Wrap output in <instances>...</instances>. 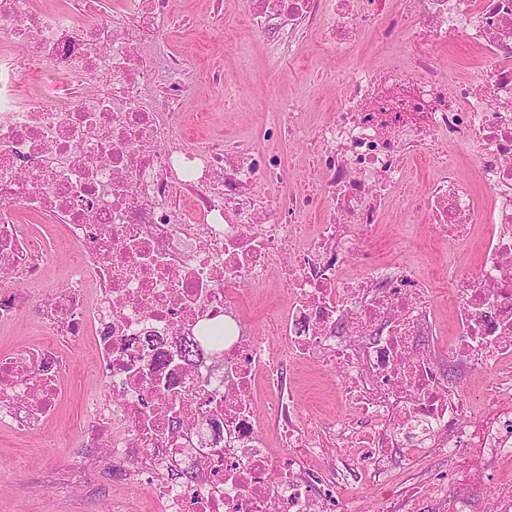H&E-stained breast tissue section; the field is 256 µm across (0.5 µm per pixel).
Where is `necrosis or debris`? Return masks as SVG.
<instances>
[{"mask_svg": "<svg viewBox=\"0 0 512 512\" xmlns=\"http://www.w3.org/2000/svg\"><path fill=\"white\" fill-rule=\"evenodd\" d=\"M242 4L270 72L319 39L304 71L336 88L333 104L281 94L259 137L227 138L215 113L181 110L199 81L227 110L241 89L171 45L191 25L171 0H0V328L27 313L39 336L0 354V425L30 434L57 417L77 343L104 382L83 398L82 443L117 467L149 451L159 512H326L318 465L335 447L372 455L359 477L375 482L391 480L395 449L409 466L432 448L511 458L512 0ZM366 30L398 54L355 59ZM447 46L482 67L458 77ZM47 72L60 82L33 92ZM425 164L433 177L415 186ZM389 204L404 233L427 225L453 250L487 224L475 266H449L441 293L399 252L373 257L364 243ZM271 288L288 302L246 338L241 309ZM214 323L221 365L185 363L178 336ZM290 361L339 373L365 425L300 418ZM451 364L486 370L482 415L448 384Z\"/></svg>", "mask_w": 512, "mask_h": 512, "instance_id": "4bbe7bcc", "label": "necrosis or debris"}]
</instances>
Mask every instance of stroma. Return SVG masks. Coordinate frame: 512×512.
Masks as SVG:
<instances>
[{
    "label": "stroma",
    "instance_id": "35a3bbf8",
    "mask_svg": "<svg viewBox=\"0 0 512 512\" xmlns=\"http://www.w3.org/2000/svg\"><path fill=\"white\" fill-rule=\"evenodd\" d=\"M171 6L174 12L201 20L216 13L222 15L224 27L234 37V51H225L223 37L216 34L203 41L194 31L178 29L171 39L186 45L200 66L221 62L228 70L238 72L242 103L227 118L219 120L218 126L228 136L256 130L263 113L274 105L273 98L261 90L268 52L263 46L250 45L248 35L237 29L239 0H171ZM395 221V215H386L378 235L367 241V250L382 258L391 249H398L403 257L417 261L421 276L445 282V246L434 241L424 225L417 232L402 236L394 227ZM290 373L300 395V417L316 412L350 417V410L334 394L341 376L302 365L292 367ZM72 378L71 393L62 404L58 419L41 432L26 435L0 425V512H106L115 497L124 499L126 512H157L142 480L133 476L112 481L103 453L83 447L80 401L99 383L78 369L73 370ZM333 454L336 479L327 491L332 512H348L353 506L358 512H398L403 498L435 478L447 480L452 497L467 493L471 483L483 484L484 494L473 504L475 512H483L486 498L498 488H512V459L487 472L474 459L469 473L464 474L447 460L442 449L434 448L412 467L403 466L399 457L389 459L395 479L379 485L358 480L359 460L339 448Z\"/></svg>",
    "mask_w": 512,
    "mask_h": 512
}]
</instances>
